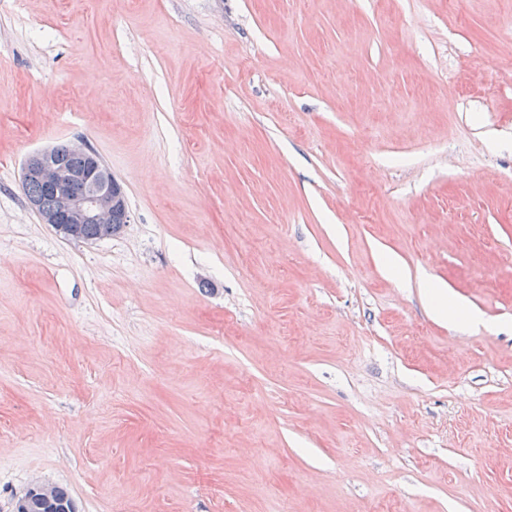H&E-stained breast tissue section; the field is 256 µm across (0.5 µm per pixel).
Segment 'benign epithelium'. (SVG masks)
<instances>
[{
	"label": "benign epithelium",
	"mask_w": 512,
	"mask_h": 512,
	"mask_svg": "<svg viewBox=\"0 0 512 512\" xmlns=\"http://www.w3.org/2000/svg\"><path fill=\"white\" fill-rule=\"evenodd\" d=\"M68 157L82 159L83 166L70 167ZM22 182L38 185L40 192L27 196L29 208L66 240L91 243L110 238L130 221L122 185L85 143L67 142L62 151L53 147L30 155ZM87 224L98 226L97 235L84 233Z\"/></svg>",
	"instance_id": "7a95c632"
}]
</instances>
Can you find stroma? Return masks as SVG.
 I'll return each mask as SVG.
<instances>
[{"instance_id": "1", "label": "stroma", "mask_w": 512, "mask_h": 512, "mask_svg": "<svg viewBox=\"0 0 512 512\" xmlns=\"http://www.w3.org/2000/svg\"><path fill=\"white\" fill-rule=\"evenodd\" d=\"M63 141L120 235L26 206ZM34 482L512 512V0H0V512ZM63 153L82 159L71 162L79 166L83 161V166L73 169ZM22 182L38 185L40 192L26 198L29 208L66 240L91 243L110 238L130 221L122 185L86 143L66 142L64 150L52 147L33 153L23 166ZM95 224L97 235L88 236L96 233ZM427 299L434 315L441 320L448 322H470L477 323L479 318L469 314L458 305L448 304V291L441 286L430 288Z\"/></svg>"}]
</instances>
